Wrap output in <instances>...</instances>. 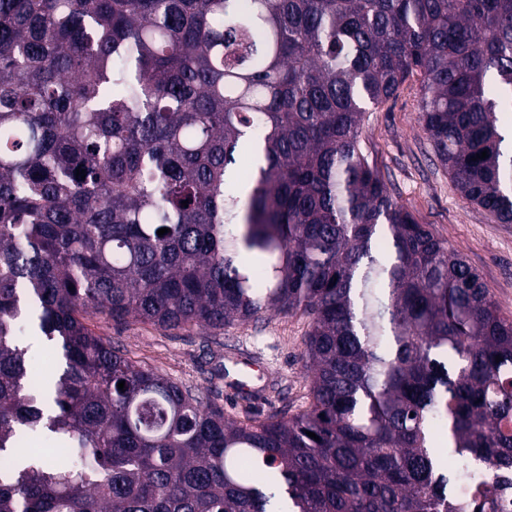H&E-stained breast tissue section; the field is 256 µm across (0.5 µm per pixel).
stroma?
Listing matches in <instances>:
<instances>
[{
    "instance_id": "1",
    "label": "stroma",
    "mask_w": 512,
    "mask_h": 512,
    "mask_svg": "<svg viewBox=\"0 0 512 512\" xmlns=\"http://www.w3.org/2000/svg\"><path fill=\"white\" fill-rule=\"evenodd\" d=\"M418 77L365 115L362 140L388 189L422 224L447 239L490 288L503 312L512 315V224L495 221L466 203L438 164L419 122ZM90 327L126 356L154 366L171 379L200 388L226 415H292L310 402L301 354L307 321L276 315L254 324L231 325L218 333L164 330L149 324H115L94 315ZM256 359L268 373L251 401L238 398L223 377L236 363Z\"/></svg>"
}]
</instances>
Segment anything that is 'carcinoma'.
Here are the masks:
<instances>
[{"mask_svg": "<svg viewBox=\"0 0 512 512\" xmlns=\"http://www.w3.org/2000/svg\"><path fill=\"white\" fill-rule=\"evenodd\" d=\"M414 75L461 197L512 224V0H0V512H455L446 460L512 466V317L362 146ZM99 312L299 314L309 406L227 417Z\"/></svg>", "mask_w": 512, "mask_h": 512, "instance_id": "1", "label": "carcinoma"}]
</instances>
